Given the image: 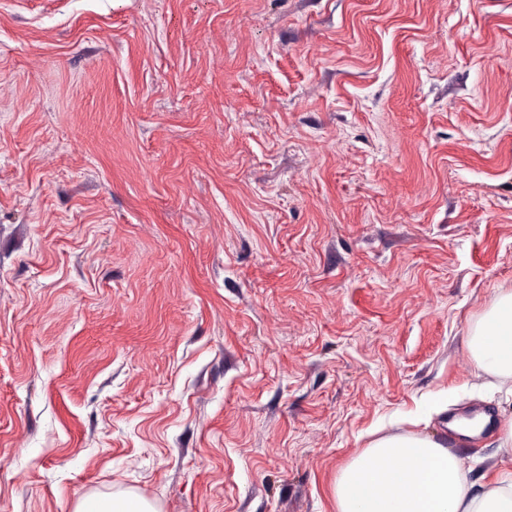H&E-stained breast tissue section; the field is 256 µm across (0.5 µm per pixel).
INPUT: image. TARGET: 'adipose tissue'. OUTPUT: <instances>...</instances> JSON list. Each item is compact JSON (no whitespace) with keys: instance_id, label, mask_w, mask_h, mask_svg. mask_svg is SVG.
I'll return each instance as SVG.
<instances>
[{"instance_id":"1","label":"adipose tissue","mask_w":512,"mask_h":512,"mask_svg":"<svg viewBox=\"0 0 512 512\" xmlns=\"http://www.w3.org/2000/svg\"><path fill=\"white\" fill-rule=\"evenodd\" d=\"M477 370L512 379V292L499 294L467 339ZM336 512H512V472L472 491L462 461L419 434L379 438L337 474ZM75 512H158L143 496L82 497Z\"/></svg>"}]
</instances>
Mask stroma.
Segmentation results:
<instances>
[{
    "label": "stroma",
    "mask_w": 512,
    "mask_h": 512,
    "mask_svg": "<svg viewBox=\"0 0 512 512\" xmlns=\"http://www.w3.org/2000/svg\"><path fill=\"white\" fill-rule=\"evenodd\" d=\"M509 291L512 0H0V512H336L376 430L480 485ZM477 370L512 379V292L499 294L467 339ZM158 507L143 496L127 492L119 495H88L82 497L75 512H158Z\"/></svg>",
    "instance_id": "35a3bbf8"
}]
</instances>
